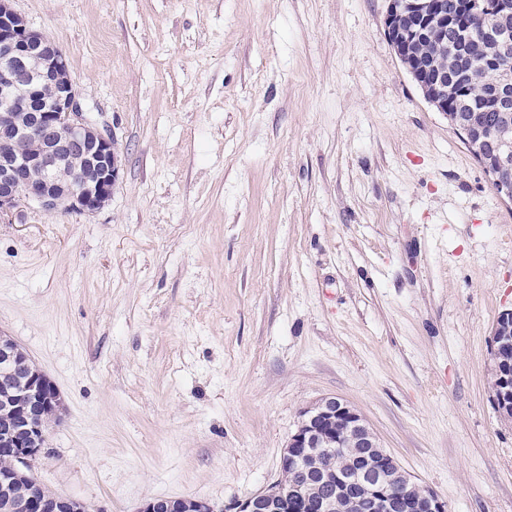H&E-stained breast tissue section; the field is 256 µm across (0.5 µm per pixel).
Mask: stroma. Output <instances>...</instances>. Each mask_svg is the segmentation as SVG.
Wrapping results in <instances>:
<instances>
[{
  "label": "stroma",
  "mask_w": 512,
  "mask_h": 512,
  "mask_svg": "<svg viewBox=\"0 0 512 512\" xmlns=\"http://www.w3.org/2000/svg\"><path fill=\"white\" fill-rule=\"evenodd\" d=\"M11 6L119 155L97 212L0 221V335L64 401L37 480L93 512L220 507L333 395L448 512H512V204L400 63L388 0ZM512 322V309L503 311L493 330L492 336V357L496 363L498 371V386L496 391V403L500 414L504 418L512 419V371L509 373L508 366L512 364L507 359L510 354V346L505 337L500 335V324ZM502 370V371H500ZM511 379V386L508 381Z\"/></svg>",
  "instance_id": "obj_1"
}]
</instances>
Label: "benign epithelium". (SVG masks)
I'll use <instances>...</instances> for the list:
<instances>
[{
  "label": "benign epithelium",
  "instance_id": "obj_1",
  "mask_svg": "<svg viewBox=\"0 0 512 512\" xmlns=\"http://www.w3.org/2000/svg\"><path fill=\"white\" fill-rule=\"evenodd\" d=\"M481 17L494 29L512 16V0H466L455 10ZM456 15L431 0H389L384 20L385 36L396 55L435 109L468 141L480 128L457 109L448 107V87L434 65L411 47L424 41L448 37ZM512 42L498 41L497 51L486 59L490 74L481 104L500 113L493 131L496 143L494 167H486L491 186L501 201L512 200V65L508 63ZM0 218L26 201H34L48 214L79 211L94 213L112 197L119 167L112 135L99 127L83 109L72 81L56 88L53 101L31 113L23 124L18 113L30 110L41 89L67 69L57 45L19 19L10 0H0ZM512 353L498 327L492 336V357L498 370L496 403L500 414L512 419ZM0 367L26 376L22 399L15 403L0 433V512H89L84 503L56 493H46L32 474L33 464L45 447L46 418L63 410V399L54 382L27 352L8 336H0ZM373 448L378 453L375 471L358 482L374 512H448V503L432 489L422 486L416 497L400 493L409 476L379 443L362 416L333 396L320 399L302 414V421L289 438L281 458V474L244 500L224 506V512H306L305 470L296 459L299 449ZM295 491L288 490V477ZM322 476L330 494L317 505L318 512H333L336 498L347 493L351 482L328 460ZM139 512H218L200 498H155Z\"/></svg>",
  "mask_w": 512,
  "mask_h": 512
}]
</instances>
